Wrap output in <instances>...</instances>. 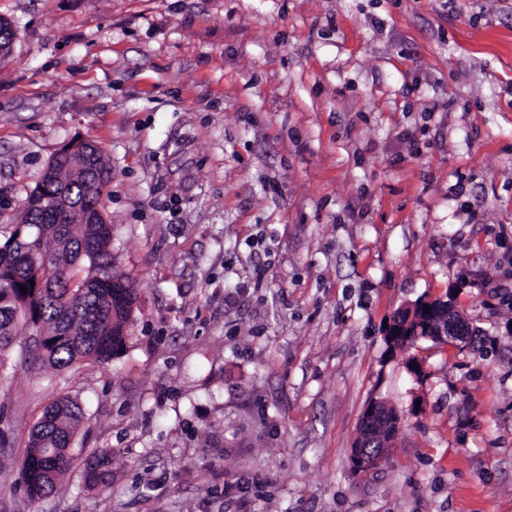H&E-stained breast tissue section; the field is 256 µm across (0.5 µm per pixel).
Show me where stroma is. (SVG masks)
I'll return each instance as SVG.
<instances>
[{
	"mask_svg": "<svg viewBox=\"0 0 512 512\" xmlns=\"http://www.w3.org/2000/svg\"><path fill=\"white\" fill-rule=\"evenodd\" d=\"M0 228L95 142L127 350L0 369V512H512V0H0ZM452 298L474 344L392 348ZM56 491L17 482L56 394ZM401 416L356 475L365 405ZM114 450L112 479L84 460ZM445 303L446 301L442 299H423L417 308H415L414 305L408 307L410 309V313L407 318V322L404 325L400 324L401 318L399 314L403 313V311H405L407 308L396 313L386 332V339L389 344L394 346V342L399 341L400 336H404V329L407 328L414 319L416 309L418 316L422 315V317L426 320L427 324L429 325V331L432 332L433 336L446 341V330L444 326L440 323L438 326L435 325V320L438 319V314L440 313V310ZM425 307H428L429 313H425ZM404 337L405 339L408 338V336ZM85 413L69 395L55 397L34 425L18 464V478L31 499L55 490L71 463L70 448Z\"/></svg>",
	"mask_w": 512,
	"mask_h": 512,
	"instance_id": "stroma-1",
	"label": "stroma"
}]
</instances>
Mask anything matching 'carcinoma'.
I'll list each match as a JSON object with an SVG mask.
<instances>
[{
    "instance_id": "obj_1",
    "label": "carcinoma",
    "mask_w": 512,
    "mask_h": 512,
    "mask_svg": "<svg viewBox=\"0 0 512 512\" xmlns=\"http://www.w3.org/2000/svg\"><path fill=\"white\" fill-rule=\"evenodd\" d=\"M111 177L104 154L85 163L84 179L64 186L71 220L56 223L43 198L28 195L19 217L0 242V356L17 337L37 329L44 336L36 362L65 369L77 362H107L127 349L129 325L138 309L130 279L112 265V225L81 224V214L100 203ZM99 179L94 195L85 180ZM43 280L45 288L31 282ZM27 287L22 292L21 287ZM85 413L69 395L55 397L34 425L18 464V478L32 499L55 490L71 463L70 448ZM87 481L112 478V451L96 450L85 460Z\"/></svg>"
}]
</instances>
